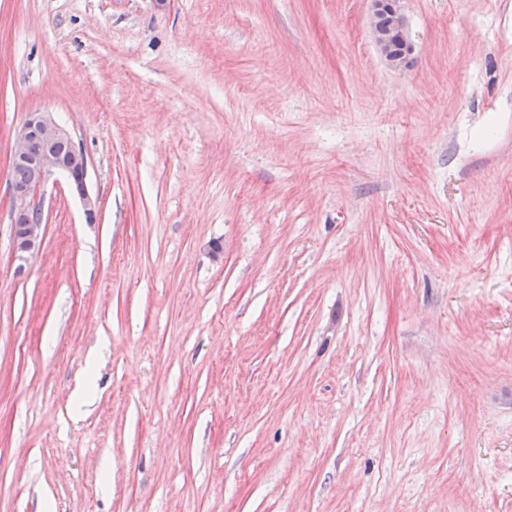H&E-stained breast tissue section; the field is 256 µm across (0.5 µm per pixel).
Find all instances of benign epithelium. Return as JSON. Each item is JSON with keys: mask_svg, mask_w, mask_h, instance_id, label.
I'll use <instances>...</instances> for the list:
<instances>
[{"mask_svg": "<svg viewBox=\"0 0 512 512\" xmlns=\"http://www.w3.org/2000/svg\"><path fill=\"white\" fill-rule=\"evenodd\" d=\"M371 34L384 60L393 68L406 66L414 51L410 40L407 18L400 0H370ZM36 139L56 142L62 150L34 154L31 143ZM12 167L25 166L30 180L9 185L8 204L11 210H30L50 177L56 173L66 176L71 189L80 198L86 220L93 223L99 213V200L86 185L87 160L69 131L45 112H30L16 132L9 157ZM15 259L26 262L37 254L42 242V222L12 226Z\"/></svg>", "mask_w": 512, "mask_h": 512, "instance_id": "1", "label": "benign epithelium"}]
</instances>
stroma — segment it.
<instances>
[{"instance_id":"stroma-1","label":"stroma","mask_w":512,"mask_h":512,"mask_svg":"<svg viewBox=\"0 0 512 512\" xmlns=\"http://www.w3.org/2000/svg\"><path fill=\"white\" fill-rule=\"evenodd\" d=\"M403 8L0 0V512H512V0ZM371 34L384 60L393 68L406 66L414 51L410 40L407 18L400 0H370ZM35 139L48 141L32 143ZM49 141L59 143L62 150L54 153H32L31 149L35 152L55 149L56 145ZM9 164L11 167H27L31 176L26 183H10L8 204L12 211L38 207L37 199L48 180L59 173L66 176L71 189L80 198L87 222L94 223L97 220L99 200L89 192L86 185V157L76 146L69 131L48 113H28L25 122L15 134ZM41 219L43 214L39 210L18 212L13 216L12 224H20L12 225L14 254L17 261L26 262L39 251L43 238Z\"/></svg>"}]
</instances>
